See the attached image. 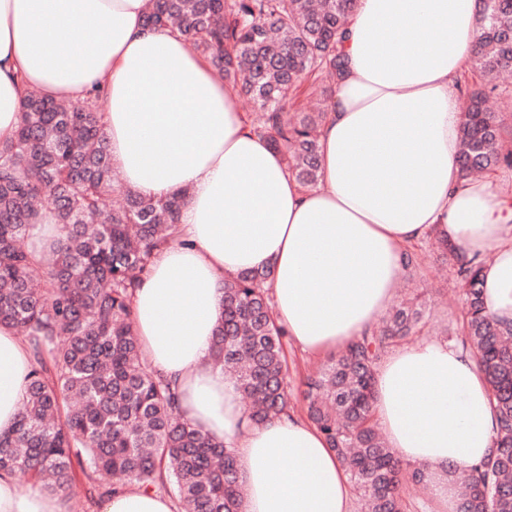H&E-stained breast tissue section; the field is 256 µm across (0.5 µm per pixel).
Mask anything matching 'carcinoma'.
Returning <instances> with one entry per match:
<instances>
[{"mask_svg": "<svg viewBox=\"0 0 512 512\" xmlns=\"http://www.w3.org/2000/svg\"><path fill=\"white\" fill-rule=\"evenodd\" d=\"M356 0H148L146 25L180 33L225 84L254 104L253 132L282 153L306 189L319 185L324 113L286 111L305 87L329 102L343 72L341 44ZM512 69V0H482L473 71L478 88L462 113L458 162L464 177L512 173V112H492L500 75ZM92 90L79 102L30 91L14 138L0 143V323L29 341L33 368L12 433L0 437V470L75 509V481L97 488L133 483L172 487L178 512H244L234 450L186 420L170 380L145 366L131 295L155 252L175 237L188 197L154 199L130 189L106 210L116 179ZM48 198L60 236L37 258L29 231ZM439 256L455 264L464 299L462 346L483 374L497 418L495 452L459 475L458 512H512V324L486 313L480 262L436 234ZM269 272L224 280V317L214 363L250 401L249 418L294 410L287 382L286 331L266 288ZM415 295L381 325L303 381L308 420L336 453L361 512H407L408 472L379 431L375 365L425 318Z\"/></svg>", "mask_w": 512, "mask_h": 512, "instance_id": "obj_1", "label": "carcinoma"}]
</instances>
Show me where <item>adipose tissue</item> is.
Wrapping results in <instances>:
<instances>
[{"mask_svg":"<svg viewBox=\"0 0 512 512\" xmlns=\"http://www.w3.org/2000/svg\"><path fill=\"white\" fill-rule=\"evenodd\" d=\"M147 2L0 0V142L17 129L24 89L76 101L102 86L112 165L127 187L153 198L189 192L179 241L156 253L132 297L148 364L178 384L192 425L234 449L246 512H351L349 479L320 431L297 415L250 424L236 384L213 364L224 280L269 270L279 324L322 355L375 326L409 246L436 232L485 257V308L512 321V198L492 179L463 178L456 163L480 0H357L312 191L251 132L236 92L183 37L146 29ZM84 29L93 38L75 43ZM31 369L27 344L0 324V435L15 426ZM375 395L388 446L430 476L432 512H454L448 472L496 447L470 354L435 340L396 349L376 368ZM0 512L64 508L0 471ZM101 512L177 505L128 485Z\"/></svg>","mask_w":512,"mask_h":512,"instance_id":"obj_1","label":"adipose tissue"}]
</instances>
